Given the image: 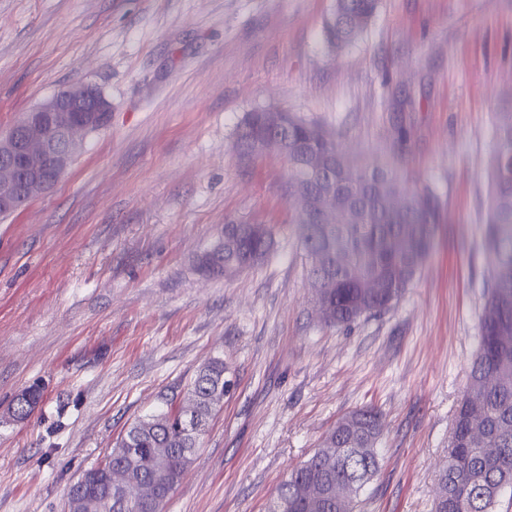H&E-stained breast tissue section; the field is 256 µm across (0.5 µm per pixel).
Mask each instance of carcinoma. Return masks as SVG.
<instances>
[{
  "mask_svg": "<svg viewBox=\"0 0 512 512\" xmlns=\"http://www.w3.org/2000/svg\"><path fill=\"white\" fill-rule=\"evenodd\" d=\"M379 0H335L324 28L326 41L341 49L360 36L378 9ZM280 113L273 152L288 164V194L300 200V245L309 265L315 304L328 312L326 324L350 325L362 317L388 311L414 281L432 247L440 223L437 197L430 191L407 192L395 167L386 163L357 164L341 135L277 106L246 114L237 138L265 136L266 113ZM497 145L488 164L490 205L485 245L495 255L497 275L488 284L479 348L472 360L469 383L483 390L485 413L471 414L458 402L448 444V465L439 472L434 512H494L501 491L512 487V112L497 114ZM336 192V219L319 218L324 195ZM272 232L250 243L253 263L270 252ZM380 285L367 295L362 280ZM224 361L214 359L196 374L190 399L195 420L204 427L224 396ZM38 394L28 390L13 406L26 418ZM352 428L331 430L321 448L295 468L280 485L269 512H355L359 492L379 470L375 448L381 432L377 411L350 413ZM200 436L186 431L185 413L161 411L134 423L105 456L104 464L87 469L86 491L104 501L103 512H125L109 503L110 468L130 470L139 482L162 481L175 489L187 473Z\"/></svg>",
  "mask_w": 512,
  "mask_h": 512,
  "instance_id": "1",
  "label": "carcinoma"
}]
</instances>
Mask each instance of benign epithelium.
Instances as JSON below:
<instances>
[{"instance_id":"obj_1","label":"benign epithelium","mask_w":512,"mask_h":512,"mask_svg":"<svg viewBox=\"0 0 512 512\" xmlns=\"http://www.w3.org/2000/svg\"><path fill=\"white\" fill-rule=\"evenodd\" d=\"M112 107L92 82L64 87L35 106L0 136V211H15L32 199L49 193L72 166L74 153L89 133L107 126ZM240 261L220 266L217 272H240L251 257L238 243ZM112 490L121 506L148 509L158 500L152 486L137 487L120 469L108 471Z\"/></svg>"}]
</instances>
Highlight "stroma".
Instances as JSON below:
<instances>
[{
	"label": "stroma",
	"instance_id": "obj_1",
	"mask_svg": "<svg viewBox=\"0 0 512 512\" xmlns=\"http://www.w3.org/2000/svg\"><path fill=\"white\" fill-rule=\"evenodd\" d=\"M333 7L0 0V135L70 84L112 106L56 187L0 218V512H66L70 484L135 420L188 407L214 358L228 390L166 512H267L365 407L382 414L380 469L357 512H432L496 274L483 231L496 115L512 111V0H379L340 51L323 31ZM269 105L435 192L432 249L390 311L320 319L288 165L237 144ZM229 220L269 226L275 245L224 277L201 259Z\"/></svg>",
	"mask_w": 512,
	"mask_h": 512
}]
</instances>
